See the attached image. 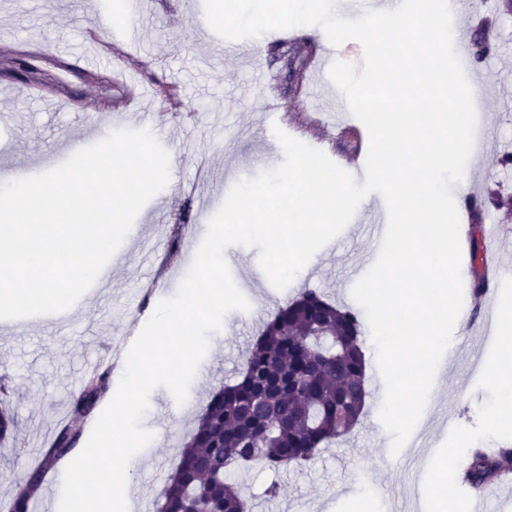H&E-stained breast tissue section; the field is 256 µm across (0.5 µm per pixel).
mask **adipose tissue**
Segmentation results:
<instances>
[{"label":"adipose tissue","instance_id":"obj_1","mask_svg":"<svg viewBox=\"0 0 512 512\" xmlns=\"http://www.w3.org/2000/svg\"><path fill=\"white\" fill-rule=\"evenodd\" d=\"M129 414L130 410L122 400H113L112 446L82 459L78 466L62 465L58 472V494L86 507L92 505L97 494L104 490L119 487L125 494H132L128 478L131 472L141 467L142 461L126 451L130 440L138 434L137 428L128 420Z\"/></svg>","mask_w":512,"mask_h":512}]
</instances>
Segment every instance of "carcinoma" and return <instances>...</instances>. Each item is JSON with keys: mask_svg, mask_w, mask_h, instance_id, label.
Returning <instances> with one entry per match:
<instances>
[{"mask_svg": "<svg viewBox=\"0 0 512 512\" xmlns=\"http://www.w3.org/2000/svg\"><path fill=\"white\" fill-rule=\"evenodd\" d=\"M491 49L487 31L470 41L478 63ZM285 56L297 79H304L305 48L292 45ZM358 334L357 315L314 289L280 308L262 330L241 378L213 393L197 416L155 501V512H246L237 477L252 463L274 468L301 464L349 434L367 394ZM110 387V372L90 376L73 396L70 411L93 415ZM15 426L14 417L1 409V454ZM79 436L70 426L60 429L40 465L0 505L3 512H30L46 473L70 454ZM508 470L511 448L496 456L477 450L469 459L466 479L474 489L484 490Z\"/></svg>", "mask_w": 512, "mask_h": 512, "instance_id": "obj_1", "label": "carcinoma"}]
</instances>
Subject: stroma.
Wrapping results in <instances>:
<instances>
[{
	"label": "stroma",
	"mask_w": 512,
	"mask_h": 512,
	"mask_svg": "<svg viewBox=\"0 0 512 512\" xmlns=\"http://www.w3.org/2000/svg\"><path fill=\"white\" fill-rule=\"evenodd\" d=\"M114 0H0V184L19 174L44 173L111 132L131 127L129 109L160 108L155 136L170 154V181L141 210L123 244L108 261L105 283L91 286L64 314L47 318L0 320V401L17 419L5 457H0V503L36 467L57 426L70 417L72 384L90 358L132 342L142 321L133 302L154 275H161L160 298L172 296L199 247L191 232L200 219L199 200L221 206L225 180L239 181L267 171L264 148L275 135L261 107L276 97L288 111L291 137L323 151L364 180L365 155L354 149L349 128L353 115L338 118L335 98L318 95L311 111L300 109L296 77L285 66L282 41L263 45L240 41L237 56H227L224 40L193 15L203 0H122L124 23L136 26V42L117 48L116 29L105 19ZM489 24L497 46L484 63L472 93L483 99L487 147L479 169L483 203L478 230L493 227L512 241V219L491 204L493 194L512 196V167L498 163L512 144V98L500 89V74L512 68V16L499 12L498 0H472L455 24L465 37ZM31 55L36 73L20 72L12 55ZM101 54L99 69L86 65ZM134 80L137 94L126 97L112 83L114 65ZM385 214L379 194L367 196L354 218L307 263L302 277L282 291L269 282L258 262V248L230 247L232 277L258 319L246 323L241 311L229 312L223 333L211 339L185 404L165 388L150 397L143 418L155 438L140 456L131 477L133 498L111 494L106 512H142L154 505L210 394L239 378L265 319L303 289L318 290L336 306L356 309L351 296L353 269L372 249L370 212ZM166 242L170 259L162 269L145 261L142 245ZM482 318L460 322L454 334L459 354L439 380L423 413V430L437 451L402 450L391 456V438L378 412L384 388L378 385L375 349L368 322L359 340L365 358L367 399L352 432L310 461L271 469L257 464L241 477L249 512H439L423 494L424 474L441 477L448 460L480 447L488 434L512 448V422L499 419V393L486 375L500 360L499 336L482 334ZM481 353L484 369L472 372L470 356Z\"/></svg>",
	"instance_id": "1"
}]
</instances>
